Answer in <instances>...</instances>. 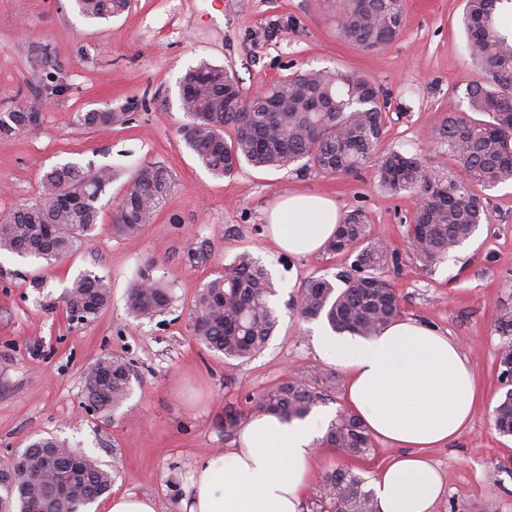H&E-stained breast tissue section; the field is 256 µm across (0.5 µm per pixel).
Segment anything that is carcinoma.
Segmentation results:
<instances>
[{
    "instance_id": "carcinoma-1",
    "label": "carcinoma",
    "mask_w": 512,
    "mask_h": 512,
    "mask_svg": "<svg viewBox=\"0 0 512 512\" xmlns=\"http://www.w3.org/2000/svg\"><path fill=\"white\" fill-rule=\"evenodd\" d=\"M512 0H466L463 25L470 53L484 77L467 83L468 110L480 118L452 112L440 135L459 168L443 178L423 158L397 151H379L386 124V101L378 86L355 72L305 69L276 81L259 97L247 96L234 72L200 62L180 79L187 122L179 133L197 161L216 177H229L244 163L254 168L314 170L325 175L372 171L378 185L397 195L414 192L420 202L407 228L408 253L422 270L432 271L448 253L469 240L486 217V197L475 187L493 189L512 183V36L501 29L500 6ZM89 20H109L128 9L129 0H75ZM339 38L375 50L398 37L404 23V0H332ZM112 112L75 116L82 127L112 124ZM25 111L0 116V140L29 130ZM231 135L224 138V128ZM117 179L109 168L81 169L73 164L46 172L42 190L0 222V249L48 264L91 240L98 226L100 200ZM174 188L173 177L159 162L144 163L127 174L116 202L112 231L129 239L138 236L163 207ZM369 216L362 210L347 215L326 245L332 253L355 255L350 270L336 286L324 277L304 284L292 308L303 318H321L339 335L368 338L401 312V299L388 270L398 265V253L368 238ZM276 295L268 271L249 251L208 280L193 309L198 339L228 360L244 361L259 354L278 326L271 304ZM110 300V288L99 276L84 274L68 288L65 311L70 320L87 321ZM172 298L168 288L144 276L130 292L134 316L152 319L164 313ZM501 376L511 386L494 409V423L512 436V355L503 348ZM130 366L102 357L85 373L89 406L103 417L123 407L130 394ZM325 401V394L307 379L296 377L267 389L249 411L224 407V432L233 435L257 412L285 419L304 418ZM322 445L345 455L364 457L371 437L362 420L338 412ZM55 437L28 440L32 473L17 477L11 461L0 460V512H58L55 487L78 491L81 506L105 494L112 471L69 448L50 457L46 448H60ZM322 512H379L366 479L345 464L325 475Z\"/></svg>"
}]
</instances>
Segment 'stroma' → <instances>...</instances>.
I'll use <instances>...</instances> for the list:
<instances>
[{
	"mask_svg": "<svg viewBox=\"0 0 512 512\" xmlns=\"http://www.w3.org/2000/svg\"><path fill=\"white\" fill-rule=\"evenodd\" d=\"M464 8L465 0H406L399 37L370 52L337 36L329 0H131L107 22L83 17L74 0H0V113L23 103L40 112L33 130L0 141V219L37 197L44 172L56 165L124 173L157 161L174 178L164 208L136 238L112 233L118 179L101 198L92 240L56 265L0 250V458L33 435H53L111 467L113 491L151 497L158 512H180L194 467L237 443L221 426L226 404L250 409L269 387L304 376L326 394L322 411L336 414L346 374L318 351L317 334L327 325L300 318L288 304L309 278L334 279L350 261L325 250L281 251L264 231L280 196L311 192L341 214L370 215V238L400 254L389 277L401 318L458 342L476 373L479 401L469 427L428 451L447 483L436 512H480L489 500L497 512H512V437L499 435L492 420L505 393L498 354L506 338L494 323L512 316V183L487 191L488 221L426 273L405 247L417 194L389 196L368 170L331 177L246 165L219 178L178 134L186 120L178 82L199 62L232 68L249 94L301 68L348 69L387 94L383 148L420 153L430 169L448 173L457 161L440 125L448 112L467 115L466 84L483 75L467 50ZM60 76L65 86L57 92ZM106 111L130 120L92 128L73 122L75 113ZM195 246L204 259L189 258ZM244 250L272 277L280 325L260 355L237 365L199 341L191 309L202 284ZM145 270L166 282L172 303L154 319L137 320L129 293ZM85 273L105 277L111 298L78 323L68 320L64 296ZM105 355L124 359L134 373L130 398L109 419L88 412L84 397V374Z\"/></svg>",
	"mask_w": 512,
	"mask_h": 512,
	"instance_id": "1",
	"label": "stroma"
}]
</instances>
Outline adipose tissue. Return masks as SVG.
<instances>
[{"label":"adipose tissue","instance_id":"ef3b65f1","mask_svg":"<svg viewBox=\"0 0 512 512\" xmlns=\"http://www.w3.org/2000/svg\"><path fill=\"white\" fill-rule=\"evenodd\" d=\"M340 222L323 196L289 193L268 214L269 235L292 254L322 250ZM321 355L348 373L347 408L397 453L372 481L380 512H435L445 493L427 456L468 427L479 397L457 342L414 320H396L369 339L325 336ZM327 422L283 421L258 412L237 447L211 454L191 476L185 512H303Z\"/></svg>","mask_w":512,"mask_h":512}]
</instances>
